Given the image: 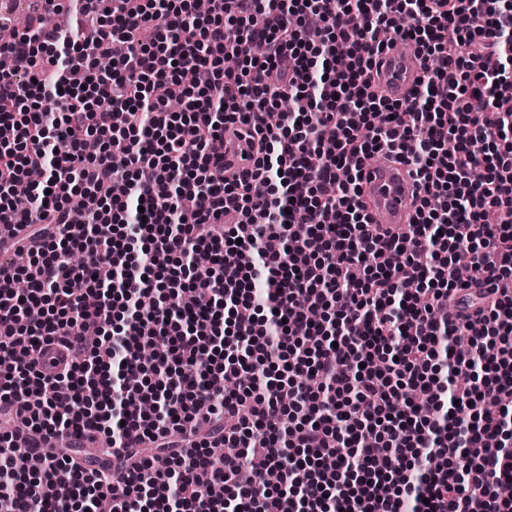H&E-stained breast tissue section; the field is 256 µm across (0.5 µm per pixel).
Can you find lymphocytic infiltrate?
I'll list each match as a JSON object with an SVG mask.
<instances>
[{
	"label": "lymphocytic infiltrate",
	"mask_w": 512,
	"mask_h": 512,
	"mask_svg": "<svg viewBox=\"0 0 512 512\" xmlns=\"http://www.w3.org/2000/svg\"><path fill=\"white\" fill-rule=\"evenodd\" d=\"M53 2L0 41V227L26 233L0 419L25 400L31 431H94L113 460L0 432V512H512V6L62 0L97 12L67 34ZM385 30L423 60L402 101L373 88ZM233 138L251 168L213 150ZM381 152L415 177L404 233L362 200Z\"/></svg>",
	"instance_id": "lymphocytic-infiltrate-1"
}]
</instances>
